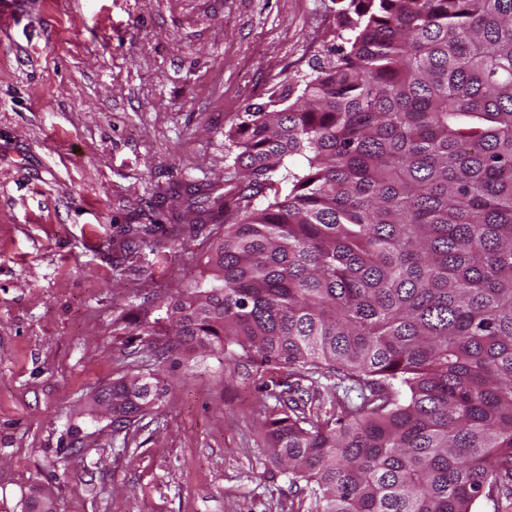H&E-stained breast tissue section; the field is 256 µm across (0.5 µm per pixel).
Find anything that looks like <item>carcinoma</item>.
<instances>
[{
  "mask_svg": "<svg viewBox=\"0 0 512 512\" xmlns=\"http://www.w3.org/2000/svg\"><path fill=\"white\" fill-rule=\"evenodd\" d=\"M337 21L301 94L227 133L242 181L185 187L182 234L224 235L169 303L175 343L297 370L265 429L301 512H509L512 0H341ZM315 374L360 402L322 416ZM161 392L112 383L114 431Z\"/></svg>",
  "mask_w": 512,
  "mask_h": 512,
  "instance_id": "carcinoma-1",
  "label": "carcinoma"
}]
</instances>
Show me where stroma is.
<instances>
[{
	"label": "stroma",
	"instance_id": "1",
	"mask_svg": "<svg viewBox=\"0 0 512 512\" xmlns=\"http://www.w3.org/2000/svg\"><path fill=\"white\" fill-rule=\"evenodd\" d=\"M338 0H15L0 39V512H298L263 424L293 379L144 325L205 277L176 184L223 191L226 134L331 57ZM138 228L133 252L123 230ZM164 391L127 434L92 412L128 373Z\"/></svg>",
	"mask_w": 512,
	"mask_h": 512
}]
</instances>
